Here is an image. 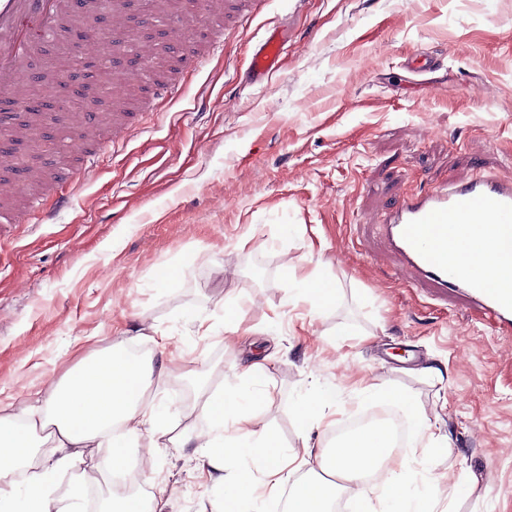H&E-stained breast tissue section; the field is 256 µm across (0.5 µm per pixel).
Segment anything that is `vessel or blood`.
Listing matches in <instances>:
<instances>
[{"label": "vessel or blood", "instance_id": "1", "mask_svg": "<svg viewBox=\"0 0 512 512\" xmlns=\"http://www.w3.org/2000/svg\"><path fill=\"white\" fill-rule=\"evenodd\" d=\"M260 0H209L227 15H247ZM96 0H0V130L21 138L12 114L21 105L30 80V61L53 39L62 23L90 25ZM285 37L277 30L253 50L247 70L260 82L279 68ZM134 119L113 126L104 137L96 112L86 113L76 158L124 141ZM387 244L410 282L440 294L455 290L480 302L503 336L512 334V266L490 268L483 261L485 243L512 238V181L487 172L403 196L382 222Z\"/></svg>", "mask_w": 512, "mask_h": 512}]
</instances>
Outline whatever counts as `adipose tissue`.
Listing matches in <instances>:
<instances>
[{
	"label": "adipose tissue",
	"mask_w": 512,
	"mask_h": 512,
	"mask_svg": "<svg viewBox=\"0 0 512 512\" xmlns=\"http://www.w3.org/2000/svg\"><path fill=\"white\" fill-rule=\"evenodd\" d=\"M172 364L151 360L116 346L81 356L48 392H35L24 407L0 402V512H15L13 471L35 463L39 430H48L51 457L27 481L22 512H77L74 503L55 499L59 473L82 478L84 450L104 433L112 435L115 464H123L139 437L154 435L164 419L161 406L148 402L152 384L167 379ZM240 390L199 392V408L207 431L177 436L178 448L196 445L199 461L212 480L223 483L224 496L214 512H240L243 502L261 505L269 497L266 477L288 488L286 512H334L340 495L357 501L361 512H428L438 482L418 487L405 482L387 431L366 427L333 448L314 445L312 424L335 398L325 391L296 405L297 447L282 448L277 435L259 425L258 393L268 379L264 362L247 369ZM234 426V435L224 433Z\"/></svg>",
	"instance_id": "1"
}]
</instances>
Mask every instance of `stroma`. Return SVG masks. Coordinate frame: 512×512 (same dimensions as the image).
Masks as SVG:
<instances>
[{"label":"stroma","mask_w":512,"mask_h":512,"mask_svg":"<svg viewBox=\"0 0 512 512\" xmlns=\"http://www.w3.org/2000/svg\"><path fill=\"white\" fill-rule=\"evenodd\" d=\"M286 30L279 70L246 72L269 28ZM436 60L417 74L407 61ZM84 41L62 28L34 57L64 75L84 65ZM101 113L141 95L136 68L110 70ZM124 146L100 155L95 177L69 192L83 101L53 87L45 155L48 224L0 209V400L25 405L78 360L79 349L166 348L173 372L152 393L166 407L156 447L132 449L141 493L165 488L169 512H211L223 485L171 437L205 428L192 374L237 388L266 357L259 422L298 443L297 400L336 392L343 423L386 399L362 384L413 393L443 450H405V480L450 482L465 470L488 494L456 512H512V335L461 299L442 300L397 271L378 220L405 192L486 170L512 178V0H265L251 23L224 32L222 53L183 73ZM317 276L335 301L313 311L296 291ZM96 483L55 495L80 512L112 495V442L85 454Z\"/></svg>","instance_id":"obj_1"}]
</instances>
